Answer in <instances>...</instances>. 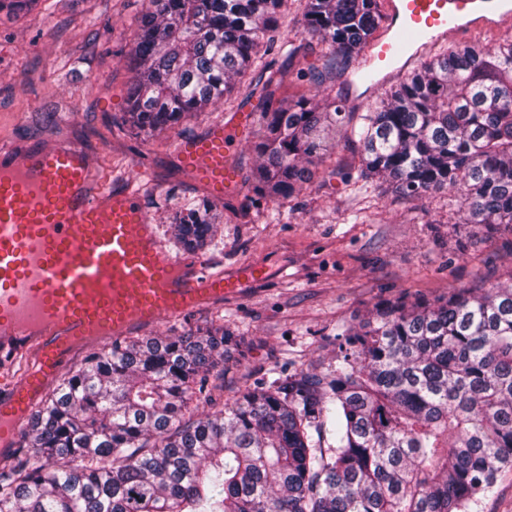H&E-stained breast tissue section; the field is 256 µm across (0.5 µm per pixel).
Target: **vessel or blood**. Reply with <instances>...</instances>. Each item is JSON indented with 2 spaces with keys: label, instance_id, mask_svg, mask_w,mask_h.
Wrapping results in <instances>:
<instances>
[{
  "label": "vessel or blood",
  "instance_id": "vessel-or-blood-1",
  "mask_svg": "<svg viewBox=\"0 0 512 512\" xmlns=\"http://www.w3.org/2000/svg\"><path fill=\"white\" fill-rule=\"evenodd\" d=\"M385 22L357 70L367 91L407 71L427 47L512 20V0H384ZM237 114L178 153L217 194L234 186L226 163L251 122ZM83 153L38 143L0 154V360L31 355L22 377L0 375V456L46 385L86 344L223 302L262 280L264 265L209 274L172 256L132 190L92 184Z\"/></svg>",
  "mask_w": 512,
  "mask_h": 512
}]
</instances>
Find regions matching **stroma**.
<instances>
[{
  "mask_svg": "<svg viewBox=\"0 0 512 512\" xmlns=\"http://www.w3.org/2000/svg\"><path fill=\"white\" fill-rule=\"evenodd\" d=\"M28 14L0 11V146L31 142L80 147L110 183L126 177L143 195L145 211L172 255L206 260L222 273L251 262L265 264L266 280L240 298L203 306L184 317L161 320L153 336H176L223 323L236 342L225 363L224 397L244 383L267 381L295 369L326 368L338 350L339 333L367 319L381 302L432 300L476 277L512 278V235H486L464 225L448 205L449 191L418 200L373 182L361 191L346 187L340 172L358 165L351 134L362 112L374 109L385 90L355 95L356 64L323 85L299 76L319 64L326 47L302 34L305 0H288L279 36L261 60L217 106L154 136H138L123 123L133 35L144 0H47ZM302 41V56L288 57L287 41ZM285 68L289 82L268 88L270 70ZM333 95L350 112L339 127L330 158L314 180L285 200L280 220L265 207L248 206V175L258 123L232 149L228 160L239 175L236 191L209 197L178 161L179 140L199 138L235 114H259L266 94ZM211 199L221 215L210 246L188 251L177 245L171 217L187 199ZM364 216L347 222L349 213Z\"/></svg>",
  "mask_w": 512,
  "mask_h": 512,
  "instance_id": "35a3bbf8",
  "label": "stroma"
}]
</instances>
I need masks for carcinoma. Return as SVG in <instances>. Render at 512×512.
Masks as SVG:
<instances>
[{"label": "carcinoma", "instance_id": "1", "mask_svg": "<svg viewBox=\"0 0 512 512\" xmlns=\"http://www.w3.org/2000/svg\"><path fill=\"white\" fill-rule=\"evenodd\" d=\"M285 0H148L125 122L152 136L217 105L274 42ZM383 16L378 0H306L323 83ZM345 113L302 93L262 101L250 204L311 181ZM358 176L415 200L456 190L464 223L512 232V38L450 49L352 129ZM218 214L187 200L175 238L198 249ZM323 372L246 383L212 404L232 334L208 327L89 353L31 414L35 459L0 473V512H468L512 466V283L376 306ZM210 410L198 412L200 405Z\"/></svg>", "mask_w": 512, "mask_h": 512}]
</instances>
